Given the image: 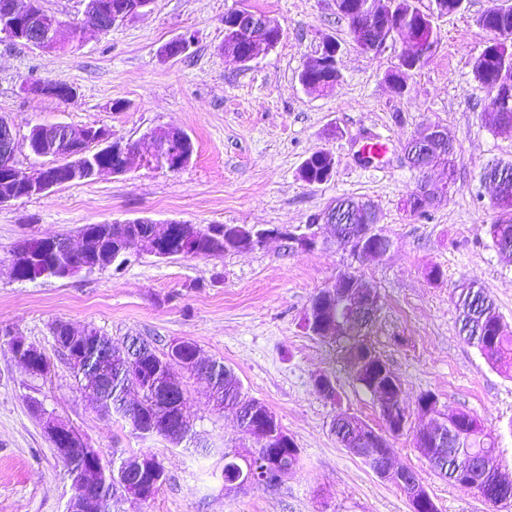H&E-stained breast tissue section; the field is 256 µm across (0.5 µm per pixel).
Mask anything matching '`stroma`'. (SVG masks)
I'll list each match as a JSON object with an SVG mask.
<instances>
[{
  "mask_svg": "<svg viewBox=\"0 0 512 512\" xmlns=\"http://www.w3.org/2000/svg\"><path fill=\"white\" fill-rule=\"evenodd\" d=\"M244 4L285 31L275 50L247 65L222 49L224 15ZM510 4L470 0L468 11L438 19L437 46L400 94L386 75L407 36L383 54L362 52L333 0H154L147 15L55 52L0 34V115L21 138L33 125L64 122L105 126L135 143L148 130L176 126L195 145L190 164L176 172L136 160L125 174L0 207V330L23 336L51 361L48 375H31L0 339V512H66L70 480L43 430L44 412L76 429L88 447L156 456L165 483L149 502L122 501L121 512H411L406 495L330 431L340 412L381 425L375 397L356 383L339 344L303 327L314 295L345 271L381 297L370 341L400 380L409 413L408 430L390 440L393 464L417 471L439 512H491L476 490L434 474L414 432L427 422L418 399L433 393L439 414L468 412L492 433L512 478V375L463 339L456 306L460 289L476 283L512 328V252H500L486 232L496 219L494 190L480 178L483 166L512 162V133L495 130L471 74L490 38L479 16ZM186 34L189 50L162 59V47ZM326 38L345 50L340 82L322 94L304 89L299 74ZM37 80L66 83L77 97L63 104L26 90ZM429 121L453 143L454 184L443 169L422 173L404 160V143ZM369 136L388 147L371 165L358 158ZM319 149L335 166L329 181L309 185L299 169ZM423 181L447 186V196L424 215L407 214L403 203ZM339 196L376 207L390 254L361 263L332 239L311 251L275 240L221 257L134 255L123 267L63 279L21 282L10 271L15 246L32 235L76 244L82 225L140 216L297 227ZM435 265L442 271L436 282L428 277ZM58 320L94 327L120 345L130 336L160 350L173 339L195 342L200 358L224 362L244 392L275 413L299 450L298 466L271 488L225 484V450L257 442L241 432L234 410L214 411L206 388L181 372L192 439L175 445L136 437L99 412L76 381L53 340ZM322 374L332 378L337 399L317 393Z\"/></svg>",
  "mask_w": 512,
  "mask_h": 512,
  "instance_id": "35a3bbf8",
  "label": "stroma"
}]
</instances>
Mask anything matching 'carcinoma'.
I'll use <instances>...</instances> for the list:
<instances>
[{
  "label": "carcinoma",
  "mask_w": 512,
  "mask_h": 512,
  "mask_svg": "<svg viewBox=\"0 0 512 512\" xmlns=\"http://www.w3.org/2000/svg\"><path fill=\"white\" fill-rule=\"evenodd\" d=\"M437 5L428 11L417 5V0H393L391 28L415 29L419 46L437 45L440 39L436 19L456 14L467 8V0H436ZM481 27L489 32L509 30L512 32V7L496 15L483 14L479 18ZM474 80L487 92L502 82L512 83V41L505 44L491 39L486 43L480 58L472 65ZM300 78L311 85L310 91L330 93L337 85L336 75L320 72L303 71ZM325 165L320 155L312 153L301 166L302 179L306 182L318 181L323 176ZM482 176L490 183L502 181L505 187L493 203L497 211L495 223L489 225L488 234L493 244L502 238L512 239V163H493L483 168ZM336 242L340 245L348 242V237L362 224H370L376 211L368 201L354 197L336 199ZM91 229L98 235V243L103 251L116 254L124 247L128 239L136 234L135 224H94ZM178 248L190 258L211 256L207 240L199 241L187 238ZM459 309L460 333L468 342L477 346L486 359L494 366L512 370V331L507 330L496 310L494 302L482 288L468 287L466 293L457 300ZM4 337L9 339V346L21 362L46 355L35 344L23 337L12 334L7 329ZM74 346L81 354H70L67 362L75 376L87 380L96 398L97 408L106 416H117L131 425L132 432L142 438L144 435L161 437L178 443L189 433V426L184 424L183 396L185 390L173 380L176 369H185V361L191 360L190 374L204 382L211 392L213 409L221 411L226 407L238 411L240 426L244 432L251 431L258 424L252 409L257 400L243 392V385L235 372L219 361L205 363L195 359L199 354L198 346L187 341L183 343L184 351L178 358L170 361L151 347L136 355L125 352L119 354L112 341L93 328L83 330ZM140 386V400L133 404L126 401L129 388ZM448 417L458 419L457 434L454 441L443 447H432L429 455L430 468L439 476L455 481L454 465L464 461L467 456L476 459L499 460L496 454L495 438L484 431L478 419L464 411H450ZM336 440L345 448L360 447L361 435L349 428V423L336 418L332 424ZM69 475L86 469L87 460L80 449L62 457ZM129 458L124 451L117 448L109 453H100L95 460L105 479L92 488V495L101 507L100 512H119L120 498L117 490H133V479L125 466ZM166 481L165 472L153 476L142 475L139 483L155 497ZM478 482L475 490L487 502L508 493L512 487L498 489L476 475Z\"/></svg>",
  "instance_id": "carcinoma-1"
}]
</instances>
